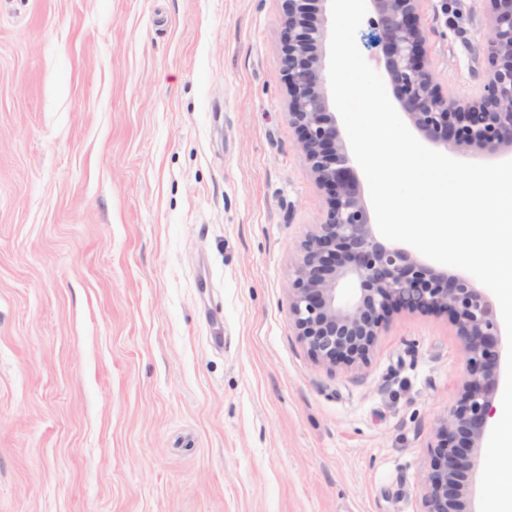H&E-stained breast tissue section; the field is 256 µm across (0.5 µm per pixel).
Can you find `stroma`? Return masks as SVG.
Returning <instances> with one entry per match:
<instances>
[{
  "mask_svg": "<svg viewBox=\"0 0 512 512\" xmlns=\"http://www.w3.org/2000/svg\"><path fill=\"white\" fill-rule=\"evenodd\" d=\"M483 92L485 0H420ZM285 0H0V512H422L447 315L329 370L288 312L327 201Z\"/></svg>",
  "mask_w": 512,
  "mask_h": 512,
  "instance_id": "35a3bbf8",
  "label": "stroma"
}]
</instances>
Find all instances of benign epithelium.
<instances>
[{
	"mask_svg": "<svg viewBox=\"0 0 512 512\" xmlns=\"http://www.w3.org/2000/svg\"><path fill=\"white\" fill-rule=\"evenodd\" d=\"M329 0H288L284 80L288 120L317 186L326 193V221L307 234L294 270L289 314L312 359L328 369L358 366L389 319L400 312H442L463 339L467 375L430 450L424 512H469L472 449L494 416L501 326L492 297L462 276L439 272L374 235L355 167L326 90L323 47ZM488 68L478 99L451 96L428 66L418 0H370L385 48L384 68L412 125L431 143L456 153L491 155L512 149V0H487ZM357 281L352 301L340 283Z\"/></svg>",
	"mask_w": 512,
	"mask_h": 512,
	"instance_id": "benign-epithelium-1",
	"label": "benign epithelium"
}]
</instances>
